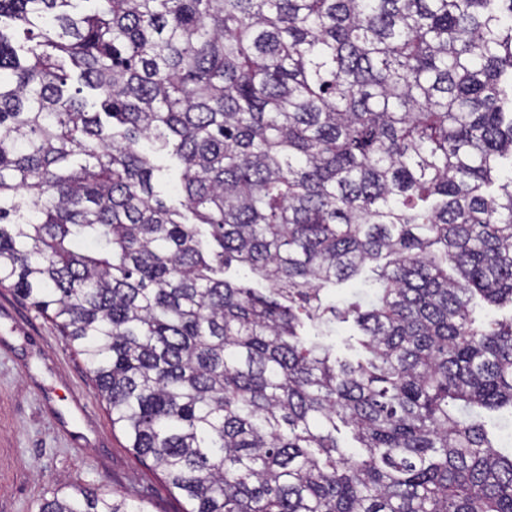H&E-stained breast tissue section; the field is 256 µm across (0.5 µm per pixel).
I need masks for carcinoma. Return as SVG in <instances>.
<instances>
[{
	"instance_id": "cac0c4a2",
	"label": "carcinoma",
	"mask_w": 512,
	"mask_h": 512,
	"mask_svg": "<svg viewBox=\"0 0 512 512\" xmlns=\"http://www.w3.org/2000/svg\"><path fill=\"white\" fill-rule=\"evenodd\" d=\"M0 286L186 512H512V0H0ZM155 157L156 163L162 167L159 187L168 200L176 202L178 197L174 191V184L178 173V163L176 159L165 153H155ZM357 334L356 327L351 323L338 325L336 327V336L330 337L336 344V355L340 357H355L359 350L356 342Z\"/></svg>"
}]
</instances>
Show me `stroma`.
Wrapping results in <instances>:
<instances>
[{
    "label": "stroma",
    "instance_id": "1",
    "mask_svg": "<svg viewBox=\"0 0 512 512\" xmlns=\"http://www.w3.org/2000/svg\"><path fill=\"white\" fill-rule=\"evenodd\" d=\"M71 484L145 500L149 512L186 506L113 426L83 355L0 287V512H38Z\"/></svg>",
    "mask_w": 512,
    "mask_h": 512
}]
</instances>
